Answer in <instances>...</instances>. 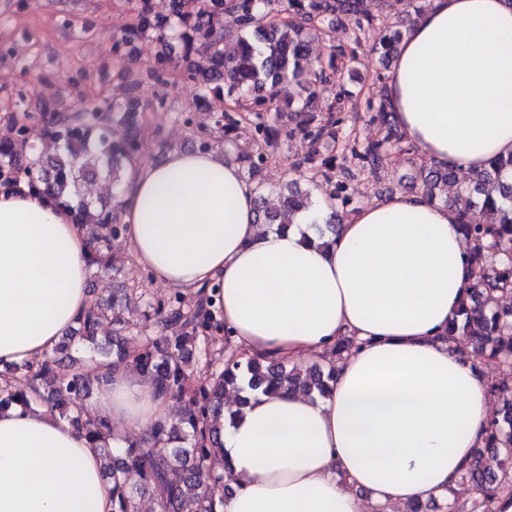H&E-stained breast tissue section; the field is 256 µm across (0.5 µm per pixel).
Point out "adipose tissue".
<instances>
[{
    "label": "adipose tissue",
    "instance_id": "1",
    "mask_svg": "<svg viewBox=\"0 0 512 512\" xmlns=\"http://www.w3.org/2000/svg\"><path fill=\"white\" fill-rule=\"evenodd\" d=\"M391 118L440 167L512 155V0H429L388 75ZM124 240L152 280L217 289L240 359L331 358L325 395L282 388L225 423L220 512H398L447 504L492 414L487 364L448 337L478 269L456 208L398 192L355 207L327 245L318 192L286 231L258 224L234 148L171 151L113 189ZM92 251L71 211L0 187V386L51 356L90 309ZM343 336L357 348L335 356ZM95 415L123 425L109 445L171 422L175 404L132 367L104 368ZM0 512H115L89 437L50 410H0Z\"/></svg>",
    "mask_w": 512,
    "mask_h": 512
}]
</instances>
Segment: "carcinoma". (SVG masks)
I'll return each instance as SVG.
<instances>
[{
	"label": "carcinoma",
	"mask_w": 512,
	"mask_h": 512,
	"mask_svg": "<svg viewBox=\"0 0 512 512\" xmlns=\"http://www.w3.org/2000/svg\"><path fill=\"white\" fill-rule=\"evenodd\" d=\"M378 2L382 0H195L190 8L185 0H168L167 13L157 14L151 0H138L135 21L114 43L113 51L119 53L144 40L154 43L152 76L160 84L166 83L172 63V43L180 44L185 55L195 56L185 78L199 93L228 98L238 108L208 112L206 122L198 124L186 116L183 123L208 132L196 141V149L207 151L218 137L231 140L243 119L241 113H249L255 144L249 150H239L238 159L251 175L267 163L264 148L280 134L276 118L270 115L279 89L287 84L298 86L307 96L296 102L293 126L286 135H300L316 147L313 156L291 163L295 171L303 172L320 155L318 147L338 140L344 123L336 116L335 106H318L316 93L336 78L337 58L355 54L353 49L332 45L325 66L309 59V43L323 38L324 26L346 22L354 32V43L360 44L374 30L372 8ZM275 3L288 17L267 20ZM229 38L239 48L234 54L224 50ZM401 39L400 30L382 35L374 40L372 50L380 59L390 60ZM111 122L124 128V135L117 140L100 122L97 110L86 107L55 113L53 124L38 133L13 123L0 133V185L12 183L17 173H35L32 189L74 210L75 223L84 227L92 245V265L100 271L113 267L112 242L122 237L124 224L116 206L88 198L82 187L97 181L118 185L124 165L138 157L143 133L138 98L130 96L112 113ZM396 148L406 155L416 152L391 131L383 141L346 144L339 165L334 156L322 159L321 175L333 186L332 200L347 204L350 182L364 172L377 174ZM510 171L512 156L495 159L489 167L467 174L421 165L410 185L429 200L444 204L450 201L443 190L456 187L450 203L459 208L460 228L480 273L448 323V335L469 339L471 355L500 370V379L490 387L498 406L487 423L483 445L463 465V478L475 499L469 507L455 500L448 505V512H496L500 495L512 494V307L500 306L502 297L512 295V182L504 178ZM257 190L260 224L283 228L312 204L310 193L300 191L294 183L287 184L272 205L262 187ZM219 306L214 289L209 294L199 292L194 301L185 300L176 289L167 302L154 307L161 335L152 337L129 330L117 300L96 301L49 359L29 366L21 381L10 388H0V408L14 401L28 404L34 400L83 429L95 442L105 439L110 425L91 415L85 404L98 381L94 369L59 381L48 396L41 393V387L54 376L59 363L76 362L71 350L75 339L96 346L101 327L110 324L113 338L105 341L101 353L112 356V365L127 364L149 377L161 392L188 398V408L177 413V422L168 428H151L143 444L122 454L104 450L105 474L117 491L116 512H135V497L142 491L152 492L161 512H218L210 485L224 481L216 419L227 389L255 395L288 384L308 394L323 393L334 375L333 367L325 365L303 374L272 358H252L244 364L229 360L187 394L186 345L200 336L224 331ZM167 436L182 439L184 445L167 447Z\"/></svg>",
	"instance_id": "1"
}]
</instances>
